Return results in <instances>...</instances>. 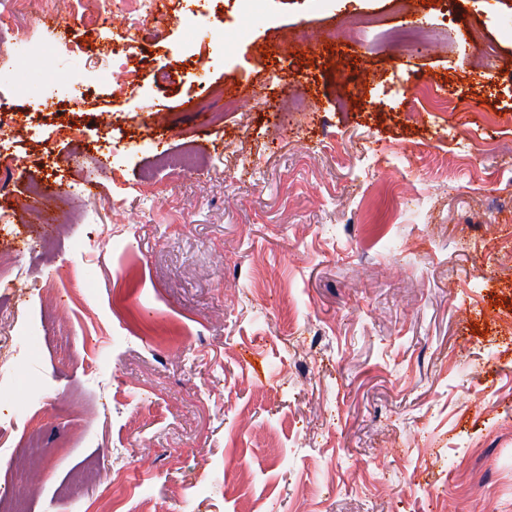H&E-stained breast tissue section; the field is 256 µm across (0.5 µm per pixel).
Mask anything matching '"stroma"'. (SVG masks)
<instances>
[{
    "instance_id": "35a3bbf8",
    "label": "stroma",
    "mask_w": 512,
    "mask_h": 512,
    "mask_svg": "<svg viewBox=\"0 0 512 512\" xmlns=\"http://www.w3.org/2000/svg\"><path fill=\"white\" fill-rule=\"evenodd\" d=\"M466 18L494 60L421 0H166L126 64L172 82L74 98L124 22L67 37L30 0L43 56L0 32V333L42 342L24 376L0 353V491L36 429L29 512H512V0ZM404 24L455 52L385 45Z\"/></svg>"
}]
</instances>
